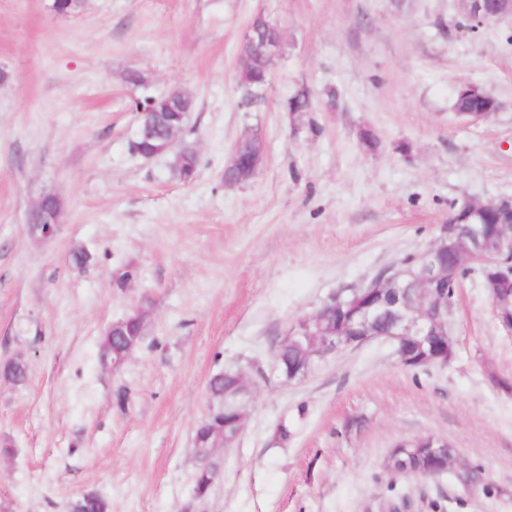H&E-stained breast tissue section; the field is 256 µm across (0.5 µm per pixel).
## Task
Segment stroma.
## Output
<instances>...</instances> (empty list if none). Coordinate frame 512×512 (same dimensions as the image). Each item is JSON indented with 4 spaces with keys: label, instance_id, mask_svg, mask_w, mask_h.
Wrapping results in <instances>:
<instances>
[{
    "label": "stroma",
    "instance_id": "obj_1",
    "mask_svg": "<svg viewBox=\"0 0 512 512\" xmlns=\"http://www.w3.org/2000/svg\"><path fill=\"white\" fill-rule=\"evenodd\" d=\"M467 0H0V512H65L80 494L111 512H512V335L479 274L449 318L445 366L404 367L376 340L302 381L273 371L286 329L341 288L417 256L453 205L512 196V16L474 24ZM283 38L269 84L238 81L256 14ZM137 71L139 85L127 83ZM475 84L499 109H453ZM194 110L180 134L200 165L189 184L166 157L130 149L135 105L171 90ZM308 90L312 109L288 101ZM263 160L228 186L235 142ZM372 134L375 148L364 145ZM64 205L55 237L30 235L43 193ZM92 261L73 268V251ZM133 264L126 287L116 267ZM144 339L120 368L100 360L108 327L135 309ZM252 389L219 477L194 498L196 426L211 376ZM124 401H117V393ZM288 421V444L271 442ZM447 440L480 469L427 479L390 470L397 443Z\"/></svg>",
    "mask_w": 512,
    "mask_h": 512
}]
</instances>
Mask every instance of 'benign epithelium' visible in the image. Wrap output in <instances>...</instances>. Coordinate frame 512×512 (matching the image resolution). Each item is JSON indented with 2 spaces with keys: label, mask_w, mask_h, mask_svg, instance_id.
<instances>
[{
  "label": "benign epithelium",
  "mask_w": 512,
  "mask_h": 512,
  "mask_svg": "<svg viewBox=\"0 0 512 512\" xmlns=\"http://www.w3.org/2000/svg\"><path fill=\"white\" fill-rule=\"evenodd\" d=\"M469 2L470 17L478 23L512 15V0H494L495 7L491 11L478 9L479 0ZM243 45L265 61L274 60L282 50V36L257 38L249 29ZM457 95L474 101L469 110L459 113L461 117L478 120L498 109L495 101L477 86L464 85ZM262 159L263 146L259 143L249 157L241 156L238 148H233L231 164L254 170ZM490 215L496 218L492 232L484 224ZM59 222L60 215H50L28 223V228L32 235L49 240L55 236V224ZM468 267L483 272V287L498 319L507 331L512 332V300L501 299L496 294L499 280L512 276L511 198L486 202L466 200L454 206L448 223L441 225L439 236L419 255L413 266H400L360 288L342 289L331 294L320 308L304 318L306 324L317 326L320 336L312 356L321 362L340 351L379 339L374 325L383 317L388 321L384 339L395 343L397 358L405 366L414 362L405 349L409 340L421 336L429 342L441 341L452 347L453 340L448 332L452 304L448 303L445 288L457 280L459 269ZM349 295L365 299L367 303L354 313L352 323L340 327L334 314Z\"/></svg>",
  "instance_id": "obj_1"
}]
</instances>
